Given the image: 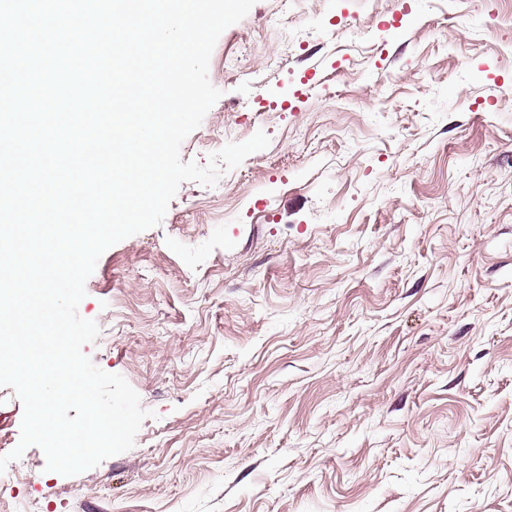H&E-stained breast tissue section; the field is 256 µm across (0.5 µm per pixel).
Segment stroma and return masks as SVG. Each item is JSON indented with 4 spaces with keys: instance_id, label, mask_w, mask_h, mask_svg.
I'll return each mask as SVG.
<instances>
[{
    "instance_id": "stroma-1",
    "label": "stroma",
    "mask_w": 512,
    "mask_h": 512,
    "mask_svg": "<svg viewBox=\"0 0 512 512\" xmlns=\"http://www.w3.org/2000/svg\"><path fill=\"white\" fill-rule=\"evenodd\" d=\"M183 160L110 247L84 353L153 410L33 512H512V0H257Z\"/></svg>"
}]
</instances>
